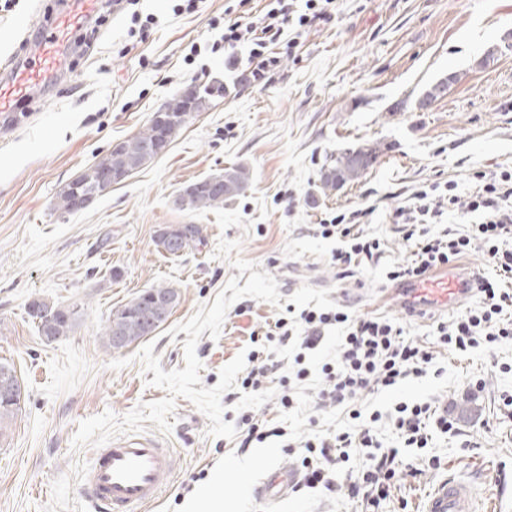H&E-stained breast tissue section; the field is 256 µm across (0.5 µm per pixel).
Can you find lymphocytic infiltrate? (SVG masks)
Listing matches in <instances>:
<instances>
[{
	"label": "lymphocytic infiltrate",
	"instance_id": "obj_1",
	"mask_svg": "<svg viewBox=\"0 0 512 512\" xmlns=\"http://www.w3.org/2000/svg\"><path fill=\"white\" fill-rule=\"evenodd\" d=\"M335 0H268L258 21L241 24L225 19L220 42L227 51L230 70H242L255 84L267 83L284 57L296 54L303 34L329 21ZM244 57H237V50ZM478 184L468 198H461L457 182L444 185L447 211H440L433 192L418 191L411 206L397 208L393 230L413 242L412 259L388 271L389 280L409 283L456 262L473 251L482 252L494 270L493 276L479 278V302L460 313L452 323H437L433 334L440 346L465 353L480 343L496 344L512 339V322L506 318L512 309V170L493 176L478 175ZM450 219L473 216L470 233L458 236L448 231L429 232L441 214ZM364 213L355 210L336 215L323 224L322 234L342 239V248L332 254V262L343 272L358 266L378 265L382 254L380 239L368 236L358 223ZM296 322L303 333L302 348L311 349L323 338L325 329H340V354L336 361L323 363L320 372L321 402L347 409L358 429L317 436L304 444L301 466L307 487L332 488V474L347 462L349 451L361 448L365 461L349 476L341 490L349 500L361 503L366 512H378L391 499L399 474L398 451L383 448L374 433L375 423L390 418L409 448L427 447L430 429L444 434L457 430L447 413L436 411L427 402L396 404L390 414L373 411L368 424L355 400L376 387L390 388L412 377H421L432 357L429 351L407 338L402 326L389 320L347 313L332 308L302 310Z\"/></svg>",
	"mask_w": 512,
	"mask_h": 512
}]
</instances>
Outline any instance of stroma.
I'll list each match as a JSON object with an SVG mask.
<instances>
[{"label":"stroma","mask_w":512,"mask_h":512,"mask_svg":"<svg viewBox=\"0 0 512 512\" xmlns=\"http://www.w3.org/2000/svg\"><path fill=\"white\" fill-rule=\"evenodd\" d=\"M176 3L140 0L136 11L155 22L135 30L132 11L108 0L93 48L73 49L64 77L28 103L23 118L0 114V362L14 367L24 393L0 433V512H89L81 477L91 454L89 445L73 444L79 423L165 396L136 359L141 343L107 349L102 329L113 309L146 288H176L179 301L150 341L163 370L184 368L187 335L169 330L213 303L235 276L230 261L214 256L223 237L238 242L237 257L274 276L281 295L277 306L235 302L219 339L197 343L207 388L240 351L263 349L279 363L259 391L224 393V422L249 412L287 422L294 440L347 428L340 409L317 404L318 372L336 355L335 331L307 352L265 334L291 308L377 314L405 326L433 360L426 375L364 393L361 405L384 411L423 400L447 409L457 426L420 449L404 447L389 420L377 423L378 440L402 461L380 512H421L448 475L473 484L480 512H497L495 476L512 471V340L466 353L440 347L432 327L452 321L459 307L408 317L385 273L410 259L390 223L413 192L454 180L467 193L476 173L512 168V0H336L333 20L307 34L263 86L235 81L223 52L212 49L229 0H201L198 12L181 15ZM63 7V0H0V63L26 60L39 19ZM443 79L447 91L418 109L422 94ZM199 80L222 82L224 95L180 130L165 155L87 209L55 210L66 183ZM363 143L382 147L377 162L359 181L322 194L331 155ZM238 164L250 171L249 187L223 208L173 206L184 186ZM359 208L370 209L363 229L383 240L384 253L376 267L342 273L331 262L341 242L323 238L320 225ZM171 224L202 225L203 244L178 256L159 252L155 235ZM35 298L77 306L73 331L50 342L39 336L26 312ZM300 352L312 374L286 413L283 381ZM120 358L127 366L110 369ZM167 420V436L151 422L143 430L162 437L175 459L160 501L145 512H198L205 494L223 502L224 512H361L322 487L264 504L253 484L268 470L301 468L285 440L239 451L237 439L208 436L206 416L182 397Z\"/></svg>","instance_id":"35a3bbf8"}]
</instances>
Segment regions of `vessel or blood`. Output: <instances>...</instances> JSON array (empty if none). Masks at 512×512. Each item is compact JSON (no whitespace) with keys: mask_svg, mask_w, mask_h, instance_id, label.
Masks as SVG:
<instances>
[{"mask_svg":"<svg viewBox=\"0 0 512 512\" xmlns=\"http://www.w3.org/2000/svg\"><path fill=\"white\" fill-rule=\"evenodd\" d=\"M96 9L97 0H72L34 48L31 65L9 61L0 65V112L11 111L15 92L34 90L62 76L74 26ZM474 292V278L453 276L425 285L413 283L402 290L409 310L419 315L458 304ZM173 469L172 453L156 439L122 436L107 447L92 449L84 486L94 512H143L158 502ZM296 479L294 471L279 467L267 472L254 493L261 500L276 502ZM475 502L472 484L449 476L428 493L423 512H476Z\"/></svg>","mask_w":512,"mask_h":512,"instance_id":"vessel-or-blood-1","label":"vessel or blood"}]
</instances>
